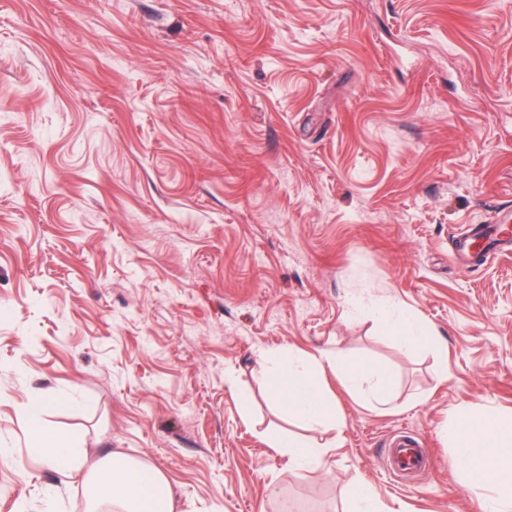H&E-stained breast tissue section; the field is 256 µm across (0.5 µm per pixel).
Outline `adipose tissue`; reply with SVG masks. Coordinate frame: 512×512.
I'll list each match as a JSON object with an SVG mask.
<instances>
[{"label": "adipose tissue", "mask_w": 512, "mask_h": 512, "mask_svg": "<svg viewBox=\"0 0 512 512\" xmlns=\"http://www.w3.org/2000/svg\"><path fill=\"white\" fill-rule=\"evenodd\" d=\"M376 317L393 330L396 341L404 348L415 349L430 341L427 325L414 314H392L389 306L377 305ZM266 371L288 382V408L312 426L341 424L319 377L330 368L344 384L358 388L368 386L377 404H388L394 374L388 368H374L365 363L329 355L325 360L301 354L268 355L263 359ZM46 402L33 399L23 407L30 423L34 448L46 449L49 465L63 474L77 471L81 451L64 437L48 436L42 426ZM474 432L455 437L453 463L470 488L484 492V512H512V424L484 417L474 422ZM92 488L89 512L109 506L111 512H174L175 497L168 478L159 470L145 466L119 452L97 459L87 474Z\"/></svg>", "instance_id": "1"}]
</instances>
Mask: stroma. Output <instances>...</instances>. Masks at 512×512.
Masks as SVG:
<instances>
[{"mask_svg":"<svg viewBox=\"0 0 512 512\" xmlns=\"http://www.w3.org/2000/svg\"><path fill=\"white\" fill-rule=\"evenodd\" d=\"M512 204V0H0V512H87L84 449L161 469L176 512H482L453 425L512 416V255L461 266ZM415 314L408 350L361 306ZM332 373L346 422L302 426L264 354ZM329 445L328 475L269 431ZM427 470L392 473L400 441ZM330 370L344 384L359 388L370 383L369 395L377 404L386 405L391 398L394 373L389 368H373L366 363L350 361L340 356H323ZM46 402L32 399L23 407V411L30 423L29 431L33 448H47V461L49 465L63 474H72L80 470L77 461L81 457V448H75L64 437H49L42 426V417L47 407ZM385 510L369 486L358 484L350 490L343 512H389Z\"/></svg>","mask_w":512,"mask_h":512,"instance_id":"35a3bbf8","label":"stroma"}]
</instances>
